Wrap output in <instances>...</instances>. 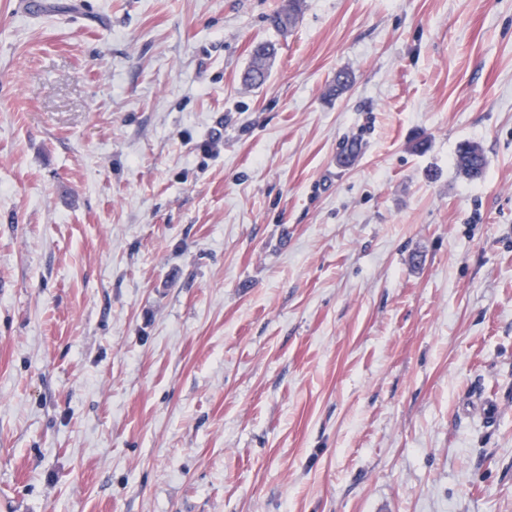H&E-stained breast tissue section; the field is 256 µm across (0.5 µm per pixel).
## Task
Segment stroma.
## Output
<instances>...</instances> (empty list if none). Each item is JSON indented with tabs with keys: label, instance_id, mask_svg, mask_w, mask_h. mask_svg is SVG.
Instances as JSON below:
<instances>
[{
	"label": "stroma",
	"instance_id": "1",
	"mask_svg": "<svg viewBox=\"0 0 512 512\" xmlns=\"http://www.w3.org/2000/svg\"><path fill=\"white\" fill-rule=\"evenodd\" d=\"M280 4L0 0V512H512V0ZM279 10L273 16V23L278 30L285 31L291 27L303 8L302 0H283ZM264 52L263 57L253 53V60L250 68L244 76V81L252 87L262 86L269 76V61L274 55L275 48L271 43H260L258 45ZM467 147L468 149H464ZM479 154L482 160H479ZM487 161L481 150L472 145H462L457 154V166L461 172L470 179H478L483 176L486 169Z\"/></svg>",
	"mask_w": 512,
	"mask_h": 512
}]
</instances>
